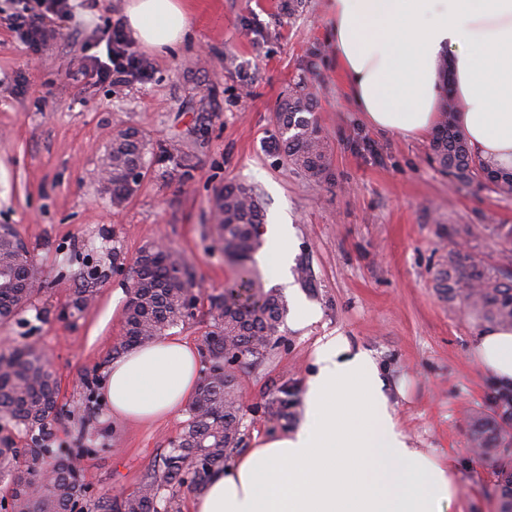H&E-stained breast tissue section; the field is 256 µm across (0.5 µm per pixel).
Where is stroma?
Returning a JSON list of instances; mask_svg holds the SVG:
<instances>
[{"instance_id": "1", "label": "stroma", "mask_w": 512, "mask_h": 512, "mask_svg": "<svg viewBox=\"0 0 512 512\" xmlns=\"http://www.w3.org/2000/svg\"><path fill=\"white\" fill-rule=\"evenodd\" d=\"M127 3L97 0L35 54L10 29L11 0H0V224L25 239L42 283L28 308L0 322V347L34 346L56 375L62 414L53 446L94 447L80 469L97 494L135 493L159 469L188 409L124 424L102 400L133 263L156 241L185 257L202 296L194 317L170 333L202 346L213 325L207 297L232 275L212 203L236 180L255 188L267 221L284 215L292 224V263L307 267L301 292L318 312L305 326L284 322L273 350L239 366L244 446L297 425L299 415L277 420L264 404L284 384L302 396L316 341L341 335L377 360L416 447L458 457L448 512H501L498 463L472 446L474 416L497 411L495 386L471 355L488 322L448 301L437 275L463 249L512 278V195L440 173L428 160L430 136L391 135L358 118L336 64L329 0H305L292 15L281 0H184L192 33L169 53L144 48L149 82L73 79L86 44ZM299 81L315 94L331 158L320 183L292 171L278 149L275 114ZM126 127L141 132L148 151L137 191L116 204L103 159ZM88 288L94 302L79 305Z\"/></svg>"}]
</instances>
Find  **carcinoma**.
<instances>
[{"instance_id": "carcinoma-1", "label": "carcinoma", "mask_w": 512, "mask_h": 512, "mask_svg": "<svg viewBox=\"0 0 512 512\" xmlns=\"http://www.w3.org/2000/svg\"><path fill=\"white\" fill-rule=\"evenodd\" d=\"M460 104L446 90L441 119L429 145V161L453 180L468 182L479 171L495 174L491 184L512 194V172H493L470 151L455 125ZM287 164L309 181L328 177L330 161L324 139L313 118V97L303 82L290 91L275 113ZM147 143L133 128L112 137L106 165L112 201L132 196L145 167ZM215 233L234 270L228 290L209 296L213 329L204 349L212 359L210 374L192 400L190 419L162 461V472L147 476L139 490L122 498L106 494L87 500L89 487L80 482L77 461L51 444L54 424L61 416L58 381L44 355L31 345L0 350V422L23 432L25 446L8 436L0 439V480H8L9 494L0 499V512H174L173 498L162 500L170 485L197 490L210 473L223 468L239 452L244 405L236 387V369L248 358L259 359L274 346L287 314L276 288H265L254 268L261 248L259 228L264 210L253 187L226 182L213 201ZM38 279L29 249H20L16 231L0 228V321L15 317L30 302ZM439 285L451 301L499 324L512 323V284H506L467 252L450 255ZM194 288L185 259L166 245L144 248L134 263L129 300L124 312L125 334L115 348L152 341L194 312L184 305L186 290ZM294 393L282 385L265 412L286 418ZM501 413L479 421L473 440L483 452L502 455L512 443V400L498 402ZM503 512H512V466L498 470ZM89 504H84V501Z\"/></svg>"}]
</instances>
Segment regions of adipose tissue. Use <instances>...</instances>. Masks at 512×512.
Here are the masks:
<instances>
[{
  "label": "adipose tissue",
  "instance_id": "1",
  "mask_svg": "<svg viewBox=\"0 0 512 512\" xmlns=\"http://www.w3.org/2000/svg\"><path fill=\"white\" fill-rule=\"evenodd\" d=\"M126 18L145 45L173 48L191 27L182 0H130ZM337 64L369 127L420 137L440 120L442 87L464 107L455 123L489 167L512 171V0H329ZM472 351L500 386L512 385V327L479 332ZM197 348L177 337L134 346L103 382L112 419L150 423L191 401ZM292 429L255 438L213 472L192 512H446L457 495L454 457L412 444L384 372L342 336L319 339Z\"/></svg>",
  "mask_w": 512,
  "mask_h": 512
}]
</instances>
